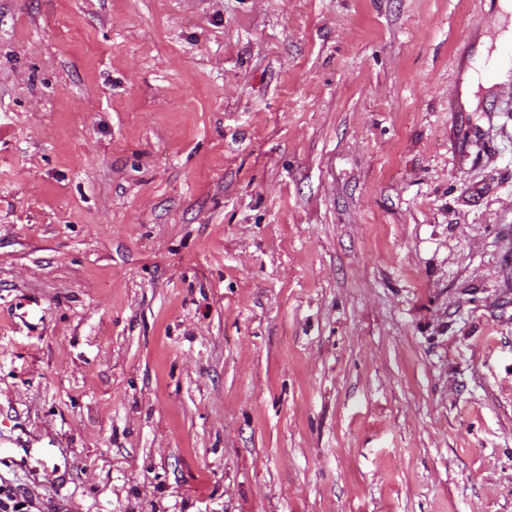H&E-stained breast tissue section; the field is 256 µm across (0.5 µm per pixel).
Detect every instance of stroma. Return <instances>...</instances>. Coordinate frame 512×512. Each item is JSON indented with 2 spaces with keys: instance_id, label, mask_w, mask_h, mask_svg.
<instances>
[{
  "instance_id": "35a3bbf8",
  "label": "stroma",
  "mask_w": 512,
  "mask_h": 512,
  "mask_svg": "<svg viewBox=\"0 0 512 512\" xmlns=\"http://www.w3.org/2000/svg\"><path fill=\"white\" fill-rule=\"evenodd\" d=\"M485 0H0V487L29 512H512V81Z\"/></svg>"
}]
</instances>
